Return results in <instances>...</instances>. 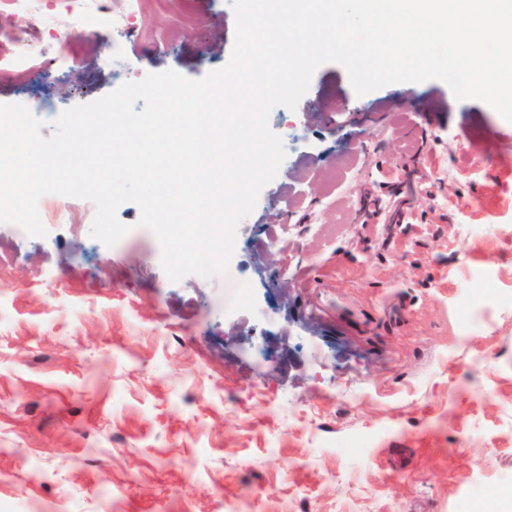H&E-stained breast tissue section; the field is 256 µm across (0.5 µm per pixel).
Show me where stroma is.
Segmentation results:
<instances>
[{"instance_id": "35a3bbf8", "label": "stroma", "mask_w": 512, "mask_h": 512, "mask_svg": "<svg viewBox=\"0 0 512 512\" xmlns=\"http://www.w3.org/2000/svg\"><path fill=\"white\" fill-rule=\"evenodd\" d=\"M0 8V103L44 120L147 73L223 67L232 0H144L133 34ZM39 35L25 67L9 36ZM120 43L111 62L101 54ZM223 278L155 235L0 223V512H512V122L443 82L358 95L320 66ZM477 316L463 323L460 307Z\"/></svg>"}]
</instances>
